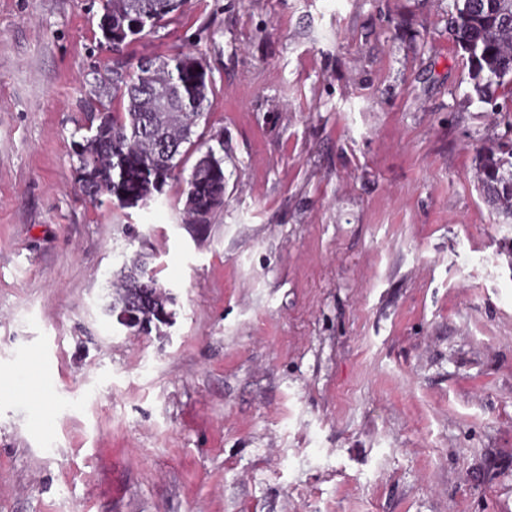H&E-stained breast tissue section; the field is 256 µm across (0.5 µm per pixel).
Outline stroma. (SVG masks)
Returning <instances> with one entry per match:
<instances>
[{
  "label": "stroma",
  "instance_id": "stroma-1",
  "mask_svg": "<svg viewBox=\"0 0 512 512\" xmlns=\"http://www.w3.org/2000/svg\"><path fill=\"white\" fill-rule=\"evenodd\" d=\"M453 0H186L123 57L194 50L224 159L90 199L98 0H0V512H512V224L476 157ZM165 335L105 311L140 249ZM31 364L46 388L10 389Z\"/></svg>",
  "mask_w": 512,
  "mask_h": 512
}]
</instances>
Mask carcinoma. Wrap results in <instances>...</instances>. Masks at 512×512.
I'll use <instances>...</instances> for the list:
<instances>
[{
  "label": "carcinoma",
  "mask_w": 512,
  "mask_h": 512,
  "mask_svg": "<svg viewBox=\"0 0 512 512\" xmlns=\"http://www.w3.org/2000/svg\"><path fill=\"white\" fill-rule=\"evenodd\" d=\"M184 0H101L98 27L118 51L182 12ZM448 26L469 63L468 79L479 101L494 112L502 89L512 95V0H454ZM215 81L203 59L177 53L136 66L117 61L94 74L90 94L98 102L93 134L73 143L77 180L90 197L106 194L123 208L146 206L163 194L175 171L192 156L183 212L196 230L207 231L212 213L224 203V161L194 139L210 106ZM481 192L492 208L512 219V140L477 156ZM112 304L138 300L155 329L167 325L164 310L173 298L157 272L132 259L117 272Z\"/></svg>",
  "instance_id": "obj_1"
}]
</instances>
